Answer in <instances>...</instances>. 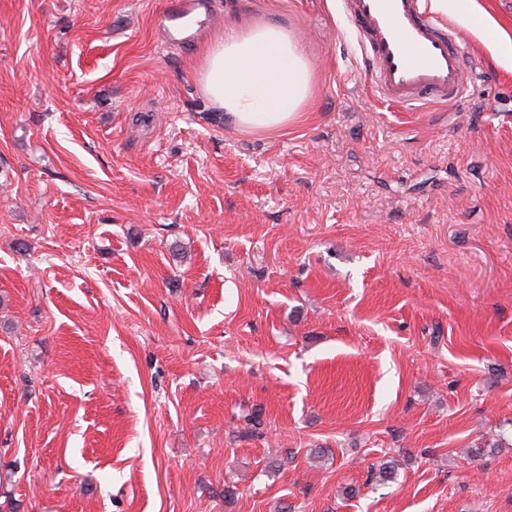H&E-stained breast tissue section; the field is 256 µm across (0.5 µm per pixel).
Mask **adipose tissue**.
<instances>
[{"label":"adipose tissue","instance_id":"ef3b65f1","mask_svg":"<svg viewBox=\"0 0 512 512\" xmlns=\"http://www.w3.org/2000/svg\"><path fill=\"white\" fill-rule=\"evenodd\" d=\"M431 11L479 31L512 64V34L476 0H429ZM205 93L236 127L274 133L295 121L311 92V71L294 37L273 24L231 32L209 44L199 72Z\"/></svg>","mask_w":512,"mask_h":512}]
</instances>
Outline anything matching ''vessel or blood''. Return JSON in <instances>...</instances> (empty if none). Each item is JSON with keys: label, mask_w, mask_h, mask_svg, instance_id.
<instances>
[{"label": "vessel or blood", "mask_w": 512, "mask_h": 512, "mask_svg": "<svg viewBox=\"0 0 512 512\" xmlns=\"http://www.w3.org/2000/svg\"><path fill=\"white\" fill-rule=\"evenodd\" d=\"M204 6L205 0H163L159 22L167 39L190 43ZM344 12L375 96L402 107L461 100L468 60L460 36L423 0H344Z\"/></svg>", "instance_id": "obj_1"}]
</instances>
